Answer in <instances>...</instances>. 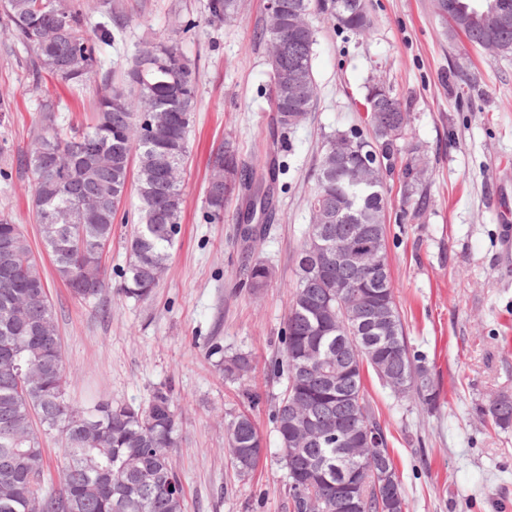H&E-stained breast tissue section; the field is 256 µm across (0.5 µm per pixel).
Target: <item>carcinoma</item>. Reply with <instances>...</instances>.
I'll return each instance as SVG.
<instances>
[{
	"label": "carcinoma",
	"instance_id": "cac0c4a2",
	"mask_svg": "<svg viewBox=\"0 0 512 512\" xmlns=\"http://www.w3.org/2000/svg\"><path fill=\"white\" fill-rule=\"evenodd\" d=\"M276 20L259 28L257 35L269 45L271 58L277 45L290 41L293 21L316 10L359 34L371 25L365 0H278ZM101 13L109 21L98 24L97 39L86 37L88 14L64 0H0V15L7 19L15 38L32 49V71L50 75L71 87L94 88L90 121L79 127L58 121L56 102L43 101L32 136L33 147L17 159V170L31 174L35 217L54 270L73 297L92 302L108 286L104 256L112 242L114 224L123 199L132 190L137 197L138 223L128 240L129 261L123 273L121 294L137 301L148 299L164 271L170 249L179 232L183 193L178 182L166 177V167L184 166L189 157L192 114L196 107V66L177 42L146 45L120 79L103 69L98 54L112 45L114 33L123 30V9H112V0H101ZM207 21L222 24L237 19L241 0H208ZM314 31L306 34L301 54L310 80L313 70ZM271 105L276 124L290 130L286 116L297 110L288 95L283 74L271 68ZM383 101L390 120L401 126L405 139L408 112L394 97ZM168 109L164 123L149 122L152 108ZM373 140L353 131L364 148L341 163L325 148L316 169V186L310 198L315 223L296 257L295 292L286 319L282 370L286 389L275 407L273 419L288 473L292 512H334L339 486L350 475L361 485V512H403L402 487L396 486L397 503L376 488L375 473L393 469L381 425L372 416L363 386L364 368L372 369L383 383L389 372L402 377V396L422 410L436 409L438 394L429 369L411 354L395 301L387 247L379 267L361 271L338 270L322 263L314 241L324 243L351 233L359 224L380 227L387 236L383 179L354 182L348 171L364 162L363 156L382 145L380 156L388 161L397 141L372 127ZM55 149L51 166L36 155L39 148ZM211 177L224 182L206 194L207 216L216 221L232 196L244 193L245 207L237 219L249 225L241 237L253 238L257 225L268 223L272 184L264 176L247 172L238 149L226 144L210 159ZM87 189L112 199V208L78 217L71 224H50L48 215L69 210L75 196ZM341 203V210L336 204ZM339 212V218L321 223L320 211ZM13 243L16 267L0 274V482L14 480L19 492L0 499V512H28L29 503H40L42 512H185L184 485L175 469L172 451L178 447L181 420L171 389L154 390L145 404H114L98 399L86 405L69 394L61 338L55 309L39 260L20 225L0 218V241ZM96 253L101 286L89 290L71 279ZM273 277L272 270L257 260L247 267L250 287L259 291ZM363 283L369 303L366 312L384 309L396 323L397 335L373 328L367 317L336 331V319L320 312L328 296L336 292V279ZM224 377L243 380L253 371L248 352H233L222 360ZM341 374H336V367ZM487 416L500 430L512 428V395L500 392L488 403ZM355 424L374 438V451L355 464L334 444L318 437L300 440L299 423L334 429L336 422ZM227 453L238 477L243 467L253 471L259 463V434L251 417L239 413L226 426ZM57 434L62 443L58 479H53L41 436ZM323 463L317 473L301 470L302 464Z\"/></svg>",
	"mask_w": 512,
	"mask_h": 512
}]
</instances>
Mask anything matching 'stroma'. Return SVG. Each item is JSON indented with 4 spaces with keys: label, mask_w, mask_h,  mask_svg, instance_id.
Wrapping results in <instances>:
<instances>
[{
    "label": "stroma",
    "mask_w": 512,
    "mask_h": 512,
    "mask_svg": "<svg viewBox=\"0 0 512 512\" xmlns=\"http://www.w3.org/2000/svg\"><path fill=\"white\" fill-rule=\"evenodd\" d=\"M126 23L100 55L121 71L148 42L176 40L197 64V108L190 158L181 179V230L152 296L118 292L127 241L137 222L135 195L115 223L108 286L83 303L56 278L35 221L30 176L15 159L27 149L45 97L60 100L62 120L83 123L88 91L34 80L31 50L0 20V217L20 224L47 279L62 341L70 395L142 403L170 387L182 421L173 453L186 489L185 512H289L288 477L272 413L286 380L274 370L292 300L297 253L311 221L310 193L336 132L371 137L366 88L382 82L409 113L384 179L387 253L396 303L412 350L424 356L440 406L424 412L373 371L364 374L369 407L387 437L406 512H512V429L491 427L489 397L512 394V246L503 228L512 213V56L473 47L442 24L435 0H366L368 34L327 15L308 17L316 32V96L311 112L279 147L288 164L266 232L242 242L232 198L222 221L206 217L207 159L224 141L246 164L264 165L275 129L267 44L256 38L266 0H242L238 22L211 25L207 0H120ZM413 161L417 206L402 169ZM263 261L274 279L253 294L240 269ZM252 354L253 378L225 381L214 349ZM247 412L263 443L245 480L224 455V416Z\"/></svg>",
    "instance_id": "stroma-1"
}]
</instances>
